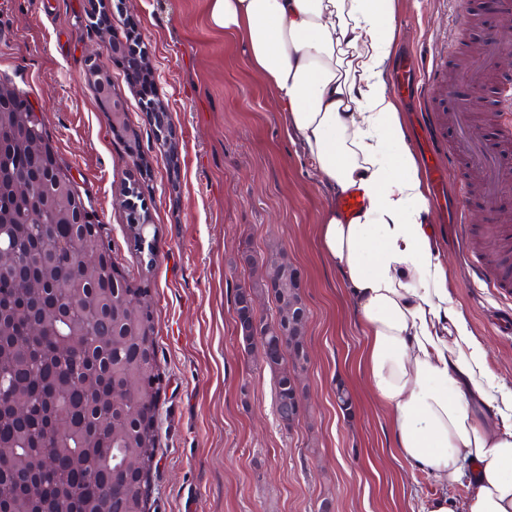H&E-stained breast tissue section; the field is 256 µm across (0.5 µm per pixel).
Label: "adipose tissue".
Instances as JSON below:
<instances>
[{
    "label": "adipose tissue",
    "mask_w": 512,
    "mask_h": 512,
    "mask_svg": "<svg viewBox=\"0 0 512 512\" xmlns=\"http://www.w3.org/2000/svg\"><path fill=\"white\" fill-rule=\"evenodd\" d=\"M397 0H208L333 195L319 250L365 336L357 358L394 446L438 492L419 512H512V384L453 295L426 174L391 92Z\"/></svg>",
    "instance_id": "adipose-tissue-1"
}]
</instances>
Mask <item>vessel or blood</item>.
Masks as SVG:
<instances>
[{
  "instance_id": "b4317fda",
  "label": "vessel or blood",
  "mask_w": 512,
  "mask_h": 512,
  "mask_svg": "<svg viewBox=\"0 0 512 512\" xmlns=\"http://www.w3.org/2000/svg\"><path fill=\"white\" fill-rule=\"evenodd\" d=\"M502 53L501 41L488 42L468 66L458 72L459 85L484 84L487 77L497 71ZM444 72L443 62L426 63L412 56L401 57L395 72L397 94L413 97L429 113L431 124L425 132L440 142L439 150L430 151L427 157L428 169L435 180V194L443 196L449 171L462 160L480 175L485 198L501 199L506 192L512 191V171L505 169L499 158L487 151L477 138L471 124L470 100L461 95H449ZM454 205V222L461 230H468L472 196L466 187H458ZM474 276L477 281L502 293L512 292V264L504 262L493 270L478 264L474 267Z\"/></svg>"
}]
</instances>
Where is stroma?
I'll return each mask as SVG.
<instances>
[{
  "mask_svg": "<svg viewBox=\"0 0 512 512\" xmlns=\"http://www.w3.org/2000/svg\"><path fill=\"white\" fill-rule=\"evenodd\" d=\"M466 0H399L394 56H443L457 69L512 13H481L467 43L454 20ZM206 0H0V79L40 109L49 143L103 225L112 255L148 287L161 374L158 461L150 512H418L434 481L390 455L387 410L354 372L363 336L322 257L316 226L328 201L299 145L281 132L271 93L241 43L211 29ZM135 30L168 116L162 149L113 37ZM99 65L123 103L113 127L90 81ZM137 152L141 166L129 165ZM135 190L158 234L136 252L120 202ZM455 295L491 362L512 383V299L477 283L457 225L432 216ZM282 250L308 310L305 411L280 424L275 375L239 347L234 297L262 272L243 253ZM344 384L350 410L336 403Z\"/></svg>",
  "mask_w": 512,
  "mask_h": 512,
  "instance_id": "35a3bbf8",
  "label": "stroma"
}]
</instances>
